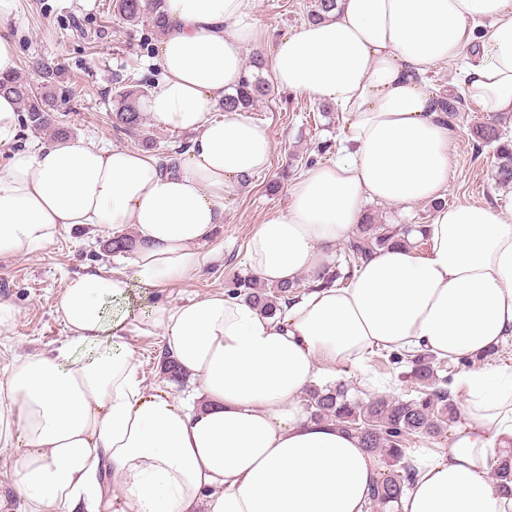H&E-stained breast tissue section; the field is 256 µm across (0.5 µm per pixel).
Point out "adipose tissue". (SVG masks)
<instances>
[{
    "label": "adipose tissue",
    "mask_w": 512,
    "mask_h": 512,
    "mask_svg": "<svg viewBox=\"0 0 512 512\" xmlns=\"http://www.w3.org/2000/svg\"><path fill=\"white\" fill-rule=\"evenodd\" d=\"M254 0H166L152 121L192 133L178 172L148 154L84 140L19 149L0 168V256L91 225L137 239L134 275L72 278L53 351L0 380V447L26 512H369L377 455L302 401L318 372L360 367L376 349L478 360L512 340V214L473 203L435 210L426 251L393 246L347 285L314 288L269 317L227 294L161 304L160 331L197 388L189 399L140 379L125 318L107 300L131 277L159 287L198 269L224 221V196L264 172L268 129L215 109L258 44ZM458 67L484 112H512V0H341L326 20L277 42L282 88L331 102L350 123L336 162L308 169L284 210L259 224L247 266L269 285L317 273L353 236L367 201L411 206L445 193L456 131L431 75ZM447 447L419 448L399 512H512L490 472L512 447V370L465 375Z\"/></svg>",
    "instance_id": "1"
}]
</instances>
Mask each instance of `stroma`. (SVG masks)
I'll list each match as a JSON object with an SVG mask.
<instances>
[{
  "instance_id": "stroma-1",
  "label": "stroma",
  "mask_w": 512,
  "mask_h": 512,
  "mask_svg": "<svg viewBox=\"0 0 512 512\" xmlns=\"http://www.w3.org/2000/svg\"><path fill=\"white\" fill-rule=\"evenodd\" d=\"M314 0H256L253 19L261 32L256 51L270 58L277 42L307 22ZM11 23L19 34L18 59L27 61L41 54L74 76L82 89L59 121L72 138L100 146L107 143L134 149L136 138L113 127L112 94L115 78H151L155 66L150 54L132 58V45L125 27L118 23L112 0H18ZM318 100L304 93L273 88L250 109V117L266 127L273 139L269 169L224 197V222L205 247V259L175 286L149 288L132 279L128 298L106 306L108 315L126 317L134 330L129 346L138 375L146 386L162 387L174 397L185 396L189 384L173 381L160 369L162 343L159 334L138 330L137 324L157 304L179 303L189 298L224 292L235 277L248 274L244 264L247 244L263 219L284 209L289 184L302 173L303 159L319 163L335 161L349 124L337 109L318 110ZM487 116L472 100H464L454 122L457 136L450 163L446 204L483 203L496 211L512 212V186L494 180L493 147L478 142L472 134ZM365 210L379 224H426L435 210L433 201L402 210L389 202H371ZM108 234L90 226L61 229L54 243L20 257H0V303L9 304L13 320L0 326V378L14 362L34 351H50L64 340L66 332L55 311L56 302L75 275L100 270H129L131 253L107 256Z\"/></svg>"
}]
</instances>
